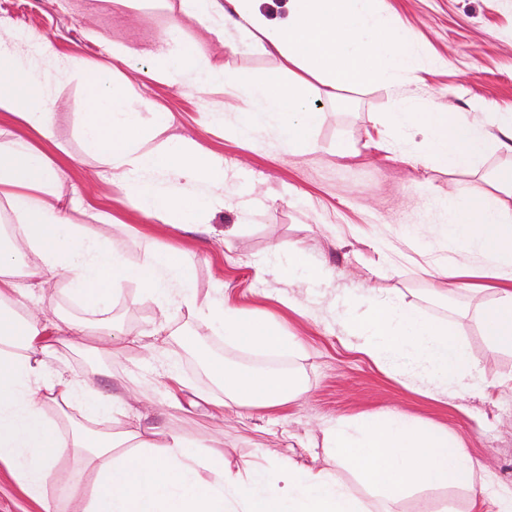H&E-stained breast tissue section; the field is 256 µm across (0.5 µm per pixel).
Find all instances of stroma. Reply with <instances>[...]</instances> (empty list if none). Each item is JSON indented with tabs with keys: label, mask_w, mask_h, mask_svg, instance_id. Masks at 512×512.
<instances>
[{
	"label": "stroma",
	"mask_w": 512,
	"mask_h": 512,
	"mask_svg": "<svg viewBox=\"0 0 512 512\" xmlns=\"http://www.w3.org/2000/svg\"><path fill=\"white\" fill-rule=\"evenodd\" d=\"M372 8L384 22L399 25L421 57L424 81L407 86V93L452 112L512 110V0H373ZM177 10L178 0H0V21L46 36L68 60L67 71L54 83V144L48 152L67 164L68 196L115 216V223H97L96 230L102 238L122 242L132 262H143L150 251L138 233L146 218L100 179V167L80 139L87 110L83 69L115 68L117 82L136 89L143 114L164 107L175 116V134L223 155L226 203L210 220L211 236L183 237L161 224L155 238L197 252L194 278L200 294L223 283L233 304L270 318L297 336L302 349L286 357L237 352L185 312L174 314L172 329H194L210 352L224 358L299 372L308 389L277 409L231 406L213 413L203 405L188 413L170 407L159 362L147 361L135 340L158 313L130 284L112 305L128 339L112 360L111 377L100 380L102 389L123 384L130 391L124 429L144 423L187 436L220 437L225 458L234 464L259 455L271 461L288 455L307 463L323 454L321 425L326 420L400 411L447 426L502 486L512 488V351L488 349L476 323L459 318L457 329L479 357L484 386L438 401L379 370L347 340L338 318L346 297L370 289L399 292L424 314H442V307L427 297L435 286L431 265L447 255L449 243L432 227L445 222L449 202L459 187L475 184V177L427 168L399 152L374 147V131H383L391 141L399 138L385 125L390 94L378 85L339 91L336 104H325L313 133L315 147L308 153L282 148L269 131L253 142L236 139L230 129L238 97L221 88L197 95L150 76L147 54L162 44ZM180 37L196 43L204 59L228 70L259 76L277 64L265 53L241 52L193 22L183 24ZM115 44L140 51L141 59L130 65L117 61L111 53ZM75 59L82 60L83 69L72 67ZM213 110L223 111V122L209 121ZM341 141L353 148L352 156L337 155ZM410 225L422 231L420 249L407 252L395 270H388L377 248L384 241L397 242ZM291 247L307 248L313 261L339 268L340 276L320 283L280 278L276 258ZM65 288L63 278L49 280L37 289L32 307L48 319L58 313L80 317ZM58 467L69 478L70 492L55 503L60 512H78L95 473L73 456ZM444 500L457 512L469 507L467 492L448 488L411 494L392 509L435 512Z\"/></svg>",
	"instance_id": "1"
}]
</instances>
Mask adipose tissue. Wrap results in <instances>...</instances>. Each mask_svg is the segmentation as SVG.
<instances>
[{"label":"adipose tissue","instance_id":"adipose-tissue-1","mask_svg":"<svg viewBox=\"0 0 512 512\" xmlns=\"http://www.w3.org/2000/svg\"><path fill=\"white\" fill-rule=\"evenodd\" d=\"M178 12L217 38L234 30L238 46L278 60L263 78L205 63L196 45L171 37L156 54L153 78L204 94L212 86L241 96L237 137L253 139L273 124L281 144L304 153L325 97L371 84L417 82L421 68L404 35L384 25L370 0H287L286 14L269 18L258 0H178ZM53 44L34 32L0 23V109L19 131L0 141V461L33 499L46 501L68 455L89 460L95 479L80 512H371L336 476L338 465L356 472L379 502L410 491L454 486L492 497L496 512H512V489L493 473L476 480L477 461L464 440L446 426L396 411L339 417L321 429L325 463L303 465L283 457L244 463L235 472L223 440L184 436L157 425L120 431L129 405L123 392L96 387L92 374L111 362L112 303L125 285L138 284L159 319L146 336L161 350L172 313L184 310L225 343L284 356L301 343L270 319L231 304L223 288L200 295L196 255L174 245L154 248L132 263L126 249L101 239L91 225L72 220L82 203L66 199L64 170L47 154L54 114L46 71L34 58L52 59ZM88 110L80 136L89 152L141 214L187 233L207 231L224 208V160L195 142L170 136L172 113L155 109L143 119L134 87L115 86L107 69L87 74ZM390 116L406 130L420 123L426 134L425 165L478 176L481 188H462L447 210L441 232L460 244L466 262L445 257L436 279H469L475 299L464 315L475 319L488 348L512 350V164L481 171L489 151L512 157L511 112H459L396 94ZM167 134L144 149L147 130ZM62 277L83 316L48 320L28 301L46 281ZM348 338L388 375L448 399L479 387V360L462 342L453 320L428 318L415 307L374 293L348 297L340 313ZM90 351L95 363L78 374L59 367L60 346ZM220 388L216 412L230 405L270 408L288 404L306 387L300 377L251 369L205 357ZM77 408L81 421L63 428L51 406Z\"/></svg>","mask_w":512,"mask_h":512}]
</instances>
